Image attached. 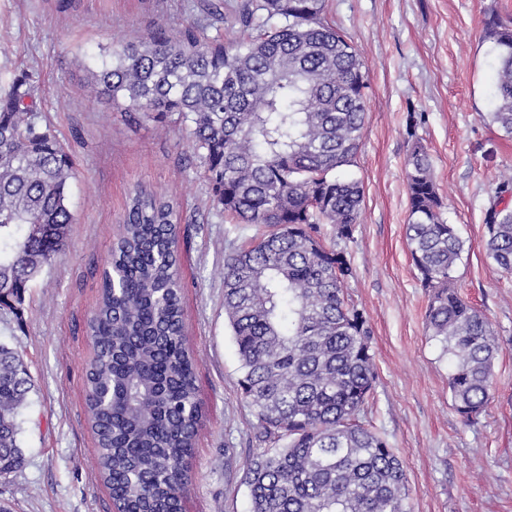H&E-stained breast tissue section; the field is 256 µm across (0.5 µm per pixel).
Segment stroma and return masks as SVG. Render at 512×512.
<instances>
[{"label": "stroma", "mask_w": 512, "mask_h": 512, "mask_svg": "<svg viewBox=\"0 0 512 512\" xmlns=\"http://www.w3.org/2000/svg\"><path fill=\"white\" fill-rule=\"evenodd\" d=\"M202 0H0V93L33 76L39 122L75 162L65 250L17 311L0 312V343L18 351L34 388L23 411L25 463L0 476L9 512H114L88 422L87 320L96 307L129 195L138 185L180 206L179 273L204 424L189 461L184 512H250L247 466L260 447L224 314V257L265 233L233 224L212 202L190 125L130 118L89 98V72L113 46L166 21H193ZM369 83L362 145L345 178L361 181V214L344 286L372 330L377 376L367 419L401 457L411 512H512V275L488 257L485 213L512 173V138L490 114L494 62L485 21L512 22V0H326ZM417 125H410V115ZM421 138L442 216L465 242L454 287L491 321L499 352L493 395L472 418L448 388V359L430 337L428 292L406 241L405 162Z\"/></svg>", "instance_id": "1"}]
</instances>
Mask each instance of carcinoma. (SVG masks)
Masks as SVG:
<instances>
[{"label":"carcinoma","mask_w":512,"mask_h":512,"mask_svg":"<svg viewBox=\"0 0 512 512\" xmlns=\"http://www.w3.org/2000/svg\"><path fill=\"white\" fill-rule=\"evenodd\" d=\"M324 0H226L203 18L160 26L112 50L89 85L127 112L176 113L214 201L235 224L271 231L224 258V313L241 362L239 385L268 444L251 461V512H411L403 462L360 420L376 366L362 309L345 299L362 183L337 175L363 137L369 84ZM217 24L212 39L201 30ZM492 122L512 137V28L492 16ZM31 74L0 95V310L21 304L62 253L74 216L71 155L39 124ZM406 239L429 289L426 319L448 354L453 406L470 418L488 403L498 355L492 324L457 294L464 244L441 216L430 154L406 161ZM512 176L485 214L487 252L512 273ZM178 203L143 186L129 198L110 270L89 319L95 358L88 410L100 474L123 512H182L186 460L201 424L186 347ZM333 245L324 244L323 225ZM27 364L0 345V475L22 468ZM108 397H99L100 391Z\"/></svg>","instance_id":"1"}]
</instances>
